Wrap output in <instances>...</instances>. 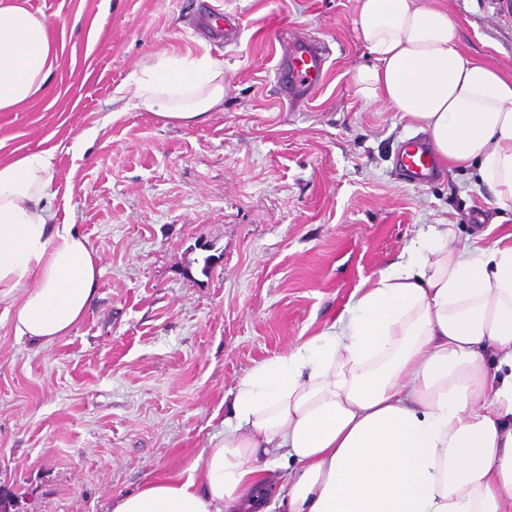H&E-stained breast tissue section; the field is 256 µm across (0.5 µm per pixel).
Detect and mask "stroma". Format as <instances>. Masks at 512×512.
I'll return each mask as SVG.
<instances>
[{
    "label": "stroma",
    "mask_w": 512,
    "mask_h": 512,
    "mask_svg": "<svg viewBox=\"0 0 512 512\" xmlns=\"http://www.w3.org/2000/svg\"><path fill=\"white\" fill-rule=\"evenodd\" d=\"M428 2L447 8L463 51L512 74L502 0ZM27 4L59 60L43 93L0 112V160L58 146L57 197L103 273L84 319L46 347L15 336L0 303V492L16 512H105L146 480L187 473L216 443L239 379L323 328L421 229L453 225L459 246L512 226V203L476 168L427 184L399 176L416 132L355 92L358 0ZM215 9L240 19L228 39L198 30ZM297 35L323 42L329 62L293 108L273 69ZM204 53L224 65V105L206 121L113 117L115 90L143 61Z\"/></svg>",
    "instance_id": "1"
}]
</instances>
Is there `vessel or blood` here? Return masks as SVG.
I'll return each mask as SVG.
<instances>
[{
  "instance_id": "vessel-or-blood-1",
  "label": "vessel or blood",
  "mask_w": 512,
  "mask_h": 512,
  "mask_svg": "<svg viewBox=\"0 0 512 512\" xmlns=\"http://www.w3.org/2000/svg\"><path fill=\"white\" fill-rule=\"evenodd\" d=\"M326 65L323 48L312 39L295 42L276 62L275 79L283 97L293 104L308 99L320 86ZM400 169L416 183H429L439 174V163L429 145L415 140L399 154Z\"/></svg>"
}]
</instances>
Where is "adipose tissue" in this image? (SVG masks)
I'll return each instance as SVG.
<instances>
[{"mask_svg":"<svg viewBox=\"0 0 512 512\" xmlns=\"http://www.w3.org/2000/svg\"><path fill=\"white\" fill-rule=\"evenodd\" d=\"M358 2L369 61L357 94L512 202V76L464 52L426 0ZM57 54L44 18L0 0V112L45 90ZM116 98L189 125L222 107L224 68L206 54L149 59ZM56 154L0 162V302L16 336L44 346L83 319L102 274L57 218ZM452 233L428 225L320 333L256 363L189 474L149 480L108 512H272L276 486L286 512H512V232L459 248Z\"/></svg>","mask_w":512,"mask_h":512,"instance_id":"ef3b65f1","label":"adipose tissue"}]
</instances>
